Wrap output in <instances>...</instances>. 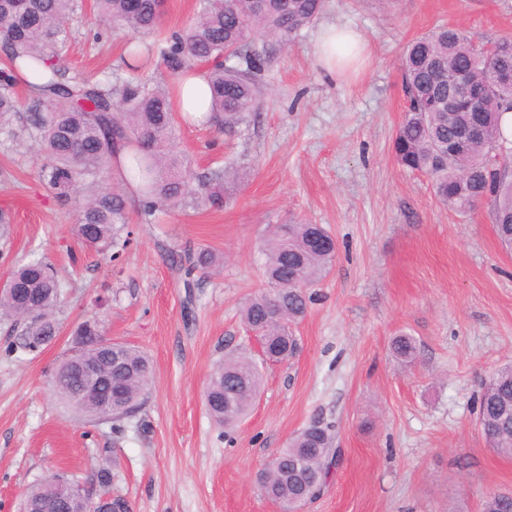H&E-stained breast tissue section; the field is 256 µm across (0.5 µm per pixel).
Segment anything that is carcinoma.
Wrapping results in <instances>:
<instances>
[{"label":"carcinoma","mask_w":512,"mask_h":512,"mask_svg":"<svg viewBox=\"0 0 512 512\" xmlns=\"http://www.w3.org/2000/svg\"><path fill=\"white\" fill-rule=\"evenodd\" d=\"M161 5V0H96L95 21L129 36L124 63L130 71L139 69L140 37L159 29ZM324 5L325 0H199L194 21L154 40L149 50L175 74L192 67L206 70L212 93L207 124L231 132L257 116V84L266 54L257 49L256 37L284 46ZM79 9V0H0V135L27 137L40 147L43 182L59 201L74 204L78 239L89 249L111 252L116 260L129 243L123 234L125 199L107 182L122 148H136L121 182L137 187L142 224L155 223L162 207L176 211L222 204L232 197L242 173L232 165L197 173L177 157L175 112L167 88L138 75L117 85L110 76L89 79L67 72L62 54L69 21ZM493 50V61L479 59L486 48L464 30L448 26L404 48L401 76L408 107L393 151L402 167L430 176L436 197L449 209L465 214L479 203L488 204L498 238L512 249V157L496 158L509 145L502 117L512 112V84L494 77L503 67L512 70V40L495 42ZM24 70L35 78V92L28 95L22 124L14 128L10 120L19 108L13 90ZM460 72L485 92L483 130L462 150L450 153L448 144L470 119L465 111L448 110V96L459 93L453 80ZM318 234L328 230L320 224L276 226L262 245L270 289L252 297L241 311L265 349L282 360L296 348L289 326L306 314L305 289L328 274L336 255L311 247ZM215 264L209 251L185 254L177 261L184 287H193L195 271ZM8 280L26 289L23 294L0 292V314L11 320L14 336L8 352H35L57 334L62 286L35 255L15 267ZM113 350L120 363L112 364V389L127 396L130 411L109 413L101 398L81 395V382L67 358L56 367L53 386L64 404L92 420L116 424L144 405L153 368L134 346L117 342ZM261 386L262 374L252 359L225 356L206 391L210 414L224 425L236 422L249 412ZM478 423L488 446L512 457V364L499 368L484 388ZM331 451L329 428L308 426L259 473L260 490L285 510L318 496L327 482ZM60 493V485L36 481L25 495L23 512H62Z\"/></svg>","instance_id":"carcinoma-1"}]
</instances>
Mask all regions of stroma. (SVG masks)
Returning <instances> with one entry per match:
<instances>
[{
    "mask_svg": "<svg viewBox=\"0 0 512 512\" xmlns=\"http://www.w3.org/2000/svg\"><path fill=\"white\" fill-rule=\"evenodd\" d=\"M93 0L71 23L64 65L83 77L126 78L127 36L96 37ZM349 27L368 59L329 72L315 53L322 30ZM441 25L492 42L512 36V0H326L323 12L270 54L254 122L232 135L179 123L175 149L196 172L228 162L247 176L226 205L138 219L118 260L87 250L75 207L49 197L43 157L0 136V282L36 255L64 286L58 333L33 353L6 354L0 321V512H20L28 488L53 473L90 484L112 474L130 512H282L256 474L308 425L331 426L329 479L298 512H482L512 491V457L491 450L477 424L493 372L512 364V250L486 207L461 215L431 180L400 166L393 139L406 105L403 47ZM324 225L337 244L327 277L292 324L298 349L261 362L264 384L232 430L204 400L224 356L259 360L240 310L267 289L260 246L273 225ZM208 249L220 271L187 289L170 252ZM101 322L106 339L144 350L154 384L119 428L65 406L53 372L75 326ZM411 336L416 357H395Z\"/></svg>",
    "mask_w": 512,
    "mask_h": 512,
    "instance_id": "1",
    "label": "stroma"
}]
</instances>
